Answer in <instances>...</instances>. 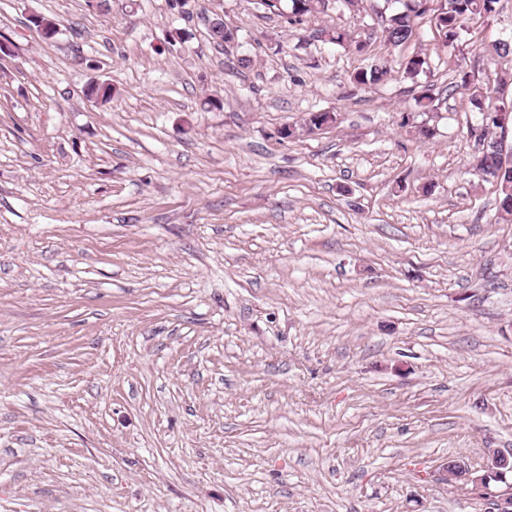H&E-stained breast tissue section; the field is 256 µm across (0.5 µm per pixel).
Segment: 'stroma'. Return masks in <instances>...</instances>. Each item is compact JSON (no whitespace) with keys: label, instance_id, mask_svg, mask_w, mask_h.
<instances>
[{"label":"stroma","instance_id":"stroma-1","mask_svg":"<svg viewBox=\"0 0 512 512\" xmlns=\"http://www.w3.org/2000/svg\"><path fill=\"white\" fill-rule=\"evenodd\" d=\"M398 8L0 0V512H487L445 465L512 451V219L457 82L512 76V0L317 36ZM261 4L270 11L288 10L289 17L294 22L303 21V18L324 13L330 0H260ZM287 2V3H282ZM421 1H409L405 10L394 12L383 21L380 31L386 44L397 47L409 42L414 36L413 17L433 10L446 44L454 48L465 31L464 23L474 17L494 16L499 3V0H428L439 4L435 8L420 10ZM392 74V68L388 60H382L372 64L368 69L357 71L352 79L359 85L378 84L387 81Z\"/></svg>","mask_w":512,"mask_h":512}]
</instances>
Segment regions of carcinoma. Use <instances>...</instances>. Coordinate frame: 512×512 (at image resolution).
Listing matches in <instances>:
<instances>
[{
  "mask_svg": "<svg viewBox=\"0 0 512 512\" xmlns=\"http://www.w3.org/2000/svg\"><path fill=\"white\" fill-rule=\"evenodd\" d=\"M261 4L270 11L281 12L288 10L290 19L300 22L303 19L323 13L327 10L330 0H260ZM433 8L439 29L443 32L446 44L450 47L457 45L464 32V23L474 17L489 18L496 14L499 0H437ZM421 0H410L403 11L391 14L383 21L381 37L384 42L397 47L409 42L414 36L413 17L425 13L419 9ZM326 41L339 45H349L356 51L364 50L365 44L358 38H349L339 28L321 30ZM428 66L427 57L415 54L410 57L403 68V78L417 83V78L424 73ZM392 74L388 61L382 60L367 69H361L353 75V82L358 85L378 84L387 81ZM460 86L471 91L470 103L478 114L477 124L470 127V136L474 137L478 150L471 162L472 175L482 181L488 178L497 180L499 210L512 215V169L502 168L500 157L504 152L503 139L492 137L491 131L500 128L496 112L504 104V97L499 90L490 89L480 84V81L470 80L469 72L460 73ZM88 99L106 102L112 98L114 89L107 82L89 84L83 91Z\"/></svg>",
  "mask_w": 512,
  "mask_h": 512,
  "instance_id": "obj_1",
  "label": "carcinoma"
}]
</instances>
